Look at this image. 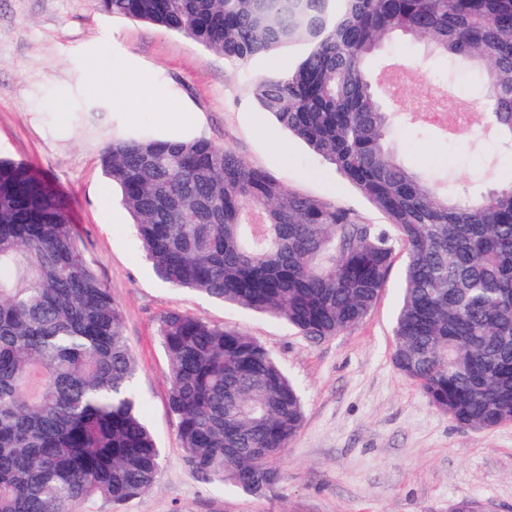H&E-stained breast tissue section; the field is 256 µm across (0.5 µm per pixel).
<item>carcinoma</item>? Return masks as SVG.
Here are the masks:
<instances>
[{"label": "carcinoma", "mask_w": 512, "mask_h": 512, "mask_svg": "<svg viewBox=\"0 0 512 512\" xmlns=\"http://www.w3.org/2000/svg\"><path fill=\"white\" fill-rule=\"evenodd\" d=\"M240 65L298 40L304 60L252 95L387 218L296 194L205 137L116 134L100 154L155 274L312 341L373 310L405 254L395 367L459 427L512 423V170L463 193L387 146L371 76L395 40L482 71L481 131L512 154V0H96ZM188 466L261 496L299 432L297 386L256 339L173 308L159 324ZM119 303L85 259L71 204L0 159V512H83L149 489L160 449Z\"/></svg>", "instance_id": "1"}]
</instances>
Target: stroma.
I'll list each match as a JSON object with an SVG mask.
<instances>
[{"mask_svg": "<svg viewBox=\"0 0 512 512\" xmlns=\"http://www.w3.org/2000/svg\"><path fill=\"white\" fill-rule=\"evenodd\" d=\"M309 49L297 41L238 65L162 27L112 17L92 0H0V157L40 167L73 200L85 258L122 308L145 418L161 449L148 491L122 505L96 500L86 512H448L465 499L512 512V424L460 428L392 362L403 251L367 319L313 342L279 321L162 282L101 171L102 148L116 129L205 137L291 191L384 223L333 165L282 131L249 94L253 80L282 76ZM379 58L382 86H395L400 73L406 81L388 101L402 115L389 135L398 157L450 172L458 186L512 166L491 140L465 149L426 125L446 60L412 42L393 43ZM172 308L256 338L301 389L302 427L279 461L283 480L265 495L208 481L183 458L158 335Z\"/></svg>", "mask_w": 512, "mask_h": 512, "instance_id": "1", "label": "stroma"}]
</instances>
